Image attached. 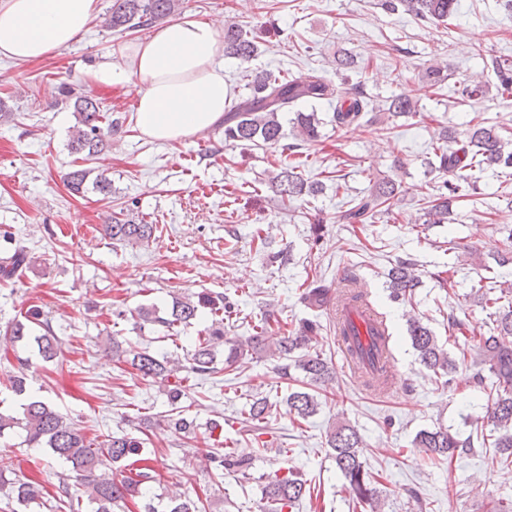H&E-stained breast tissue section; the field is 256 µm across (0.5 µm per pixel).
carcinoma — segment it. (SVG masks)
I'll list each match as a JSON object with an SVG mask.
<instances>
[{
	"mask_svg": "<svg viewBox=\"0 0 512 512\" xmlns=\"http://www.w3.org/2000/svg\"><path fill=\"white\" fill-rule=\"evenodd\" d=\"M388 14H409L430 23L446 22L459 11V0H378ZM182 0H112V6L104 19V26L114 32H135L151 27L154 23L173 16L182 8ZM258 54V44L252 32L236 23L224 27V55L242 62L251 61ZM336 74L340 80L334 83L314 72L285 76L279 72L259 71L250 75L247 82L249 93L224 115V142L242 148L258 145L277 146L284 137L281 114L294 111L293 127L308 141L319 137L320 119L315 112L295 110L303 101L324 100L333 107L330 123L334 129H343L359 122L367 112L376 109L391 117H413L418 112L417 102L404 95H395L382 105L374 100L360 84L349 81L350 73L358 68L356 57L346 51L336 54ZM485 69L495 81L481 77L471 80L460 90L462 98L482 97L491 91L507 99L512 97V60L489 55ZM74 113L76 125L69 141L71 151L95 156L104 149L112 133L122 126L120 118H113L103 110L101 102L91 95L75 97ZM455 139L453 132L444 127L433 144V158L428 165L440 175L432 199L423 207L424 223L447 224L453 214L452 205L460 198L459 185L453 179L464 171L512 168V138L502 136L499 126L487 121L472 122L459 147L452 148L449 142ZM89 171L74 169L65 174L67 186L74 192L85 191ZM269 182L283 204L303 196H315L322 190L318 182H310L297 172L296 166L284 163L271 173ZM400 184L395 179L384 177L372 181L367 193L352 199V206L343 211L340 220L344 224H373L377 217L389 213V204L398 193ZM157 226L143 218L134 216L112 218L105 225V234L114 243L125 245H147L156 239ZM34 263L30 253L19 247L0 262V282L8 283L23 268ZM420 284V273L409 259H399L387 272V291L394 301H408ZM302 300L313 310H320L330 301L329 289L320 285L305 289ZM485 308L494 316L493 326L487 336L475 344L477 353L492 375L485 418L492 426V461L502 467L512 466V284L490 286L481 294ZM226 307L223 294L199 293L193 297H172L171 304L161 308L156 304L136 308L132 319L139 327L150 325L158 330L170 332L177 326H190L198 321L204 311L215 316L208 326V335L199 338L187 352L185 361H180L166 352H152L148 348L126 345V341L112 337V359L123 363L145 380L160 379L174 381L167 391L170 413L165 415L167 426L177 434L196 433V421L186 414L183 400L187 398V386L180 376L188 371L206 378L218 373V347L224 344V319L219 313ZM42 333H36V328ZM319 325L312 320H303L293 331L271 342L265 333H256L234 341L223 353L224 369H239L247 361L269 356L288 361L293 367L314 383H325L332 378L333 371L326 359L310 352V344L317 335ZM407 331L412 348L420 364L434 374L448 376L456 368V361L440 345L437 336L418 317L407 319ZM5 335L17 343H33L45 362L60 358V338L55 335L49 322L41 320L34 312L26 321H17L6 330ZM18 374L11 381L12 391L22 396L26 393L27 360L17 358ZM288 413L297 419L306 420L318 411L317 395L304 390L288 393ZM271 403L265 397H254L244 411L247 420L261 422L269 416ZM25 432L24 442L31 448H45L49 454L71 466L92 504L91 512H115L126 507L135 498L143 500L142 512H157L152 498L146 495L144 483L150 481V473L141 471L137 478L116 477V471L139 462L144 452V440L128 433H112L101 441L89 440L82 429L66 415L60 413L49 401L30 395L20 404V412L0 410V437L15 429ZM254 448L248 453L237 450L214 452L210 462L216 472L231 470L242 477L250 476L252 456L263 451L265 441L253 438ZM327 445L332 450L336 469L344 481L352 501L371 512L380 508V495L372 476L360 460L357 449L362 447V438L357 430L344 423L336 425L327 434ZM413 445L427 457L437 462H448L473 451V438H462L447 429L421 430ZM10 494L25 508L36 502L39 490L31 480L12 483ZM311 495L298 473L287 470L277 475L262 488V497L274 512L292 508ZM167 512H207L202 499L189 497L169 499Z\"/></svg>",
	"mask_w": 512,
	"mask_h": 512,
	"instance_id": "1",
	"label": "carcinoma"
}]
</instances>
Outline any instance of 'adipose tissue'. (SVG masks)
<instances>
[{"label":"adipose tissue","instance_id":"adipose-tissue-1","mask_svg":"<svg viewBox=\"0 0 512 512\" xmlns=\"http://www.w3.org/2000/svg\"><path fill=\"white\" fill-rule=\"evenodd\" d=\"M100 0H0V58L37 61L67 46L99 11ZM124 66L104 57L86 72L100 88L138 78L137 124L157 141L185 139L224 119L232 93L215 23L184 17L122 46Z\"/></svg>","mask_w":512,"mask_h":512}]
</instances>
